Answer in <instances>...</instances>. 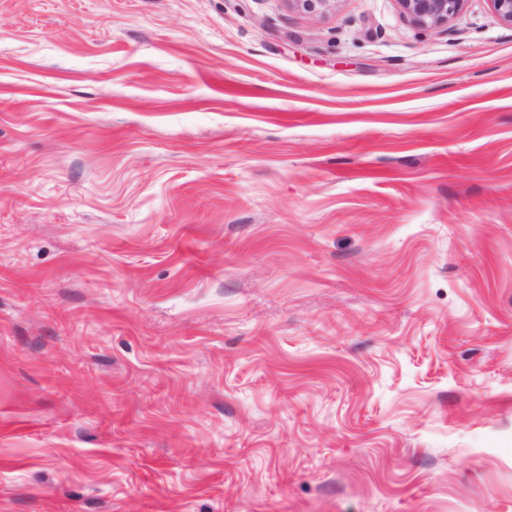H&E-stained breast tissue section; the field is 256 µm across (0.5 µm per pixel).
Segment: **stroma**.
<instances>
[{"label": "stroma", "mask_w": 512, "mask_h": 512, "mask_svg": "<svg viewBox=\"0 0 512 512\" xmlns=\"http://www.w3.org/2000/svg\"><path fill=\"white\" fill-rule=\"evenodd\" d=\"M0 512H512L490 0H0ZM402 13L415 25L430 29L447 26L457 18L465 0H397Z\"/></svg>", "instance_id": "stroma-1"}]
</instances>
